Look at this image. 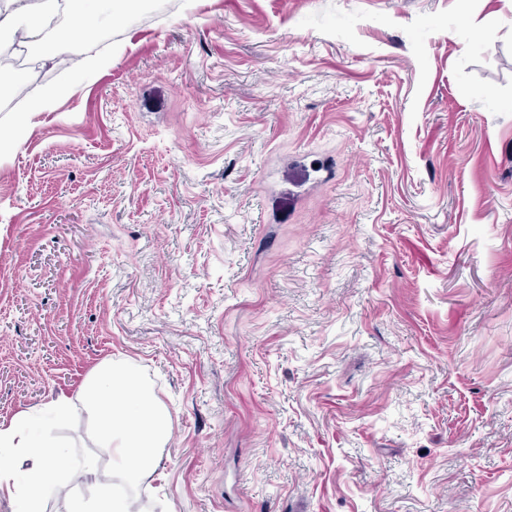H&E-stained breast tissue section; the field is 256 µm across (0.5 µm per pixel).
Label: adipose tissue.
Returning a JSON list of instances; mask_svg holds the SVG:
<instances>
[{"instance_id":"1","label":"adipose tissue","mask_w":512,"mask_h":512,"mask_svg":"<svg viewBox=\"0 0 512 512\" xmlns=\"http://www.w3.org/2000/svg\"><path fill=\"white\" fill-rule=\"evenodd\" d=\"M136 0H0V36L19 37L22 46L40 52L45 35L62 41L79 37L90 9H97L110 23H117ZM64 13L66 26L54 25L57 13ZM0 447L13 457L0 456V497L18 502L22 512H44L46 499L60 488L64 475L60 468L62 451L38 426L35 412L23 411L9 423L0 424ZM30 466L24 477H16L14 457Z\"/></svg>"}]
</instances>
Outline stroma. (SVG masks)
Wrapping results in <instances>:
<instances>
[{"mask_svg":"<svg viewBox=\"0 0 512 512\" xmlns=\"http://www.w3.org/2000/svg\"><path fill=\"white\" fill-rule=\"evenodd\" d=\"M0 111V423L148 372L143 512H512V0H145Z\"/></svg>","mask_w":512,"mask_h":512,"instance_id":"stroma-1","label":"stroma"}]
</instances>
